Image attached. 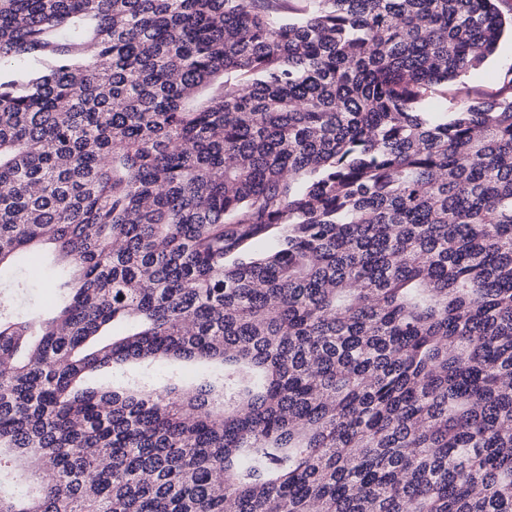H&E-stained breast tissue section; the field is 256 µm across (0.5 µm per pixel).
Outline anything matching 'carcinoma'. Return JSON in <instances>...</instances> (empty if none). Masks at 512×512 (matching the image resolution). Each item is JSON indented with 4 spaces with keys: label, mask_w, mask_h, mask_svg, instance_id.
I'll list each match as a JSON object with an SVG mask.
<instances>
[{
    "label": "carcinoma",
    "mask_w": 512,
    "mask_h": 512,
    "mask_svg": "<svg viewBox=\"0 0 512 512\" xmlns=\"http://www.w3.org/2000/svg\"><path fill=\"white\" fill-rule=\"evenodd\" d=\"M497 2L0 0V512H512ZM512 64V37L510 32L502 37L496 51L477 69L465 75L464 81L481 96L495 92L500 87L501 73ZM37 278L30 277L29 287L23 292L13 293V307L16 312L24 313L34 305L40 304L52 292L55 284L52 270H39ZM154 388L161 390L171 382H179L184 388H191L197 379L209 371L206 365L182 364L178 362H166L154 366ZM172 380H167L171 377Z\"/></svg>",
    "instance_id": "1"
}]
</instances>
